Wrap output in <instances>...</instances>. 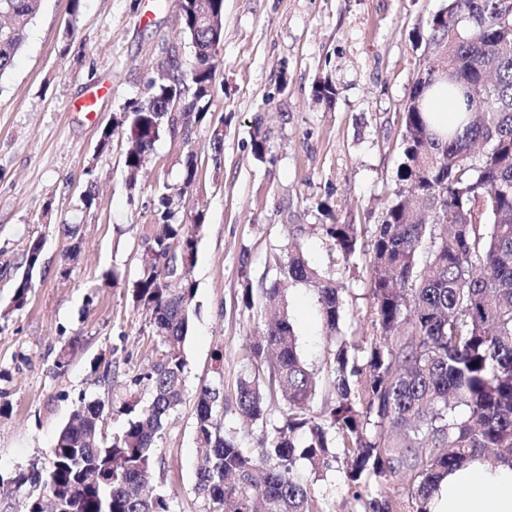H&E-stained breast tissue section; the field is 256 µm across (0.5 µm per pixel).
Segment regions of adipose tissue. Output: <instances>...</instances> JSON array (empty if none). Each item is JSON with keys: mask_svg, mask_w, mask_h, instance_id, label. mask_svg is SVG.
Returning <instances> with one entry per match:
<instances>
[{"mask_svg": "<svg viewBox=\"0 0 512 512\" xmlns=\"http://www.w3.org/2000/svg\"><path fill=\"white\" fill-rule=\"evenodd\" d=\"M425 110L438 132H446L461 118L460 96L448 94L445 86L431 88ZM432 512H512V465H488L482 458L450 470L431 502Z\"/></svg>", "mask_w": 512, "mask_h": 512, "instance_id": "obj_1", "label": "adipose tissue"}]
</instances>
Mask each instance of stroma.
Returning a JSON list of instances; mask_svg holds the SVG:
<instances>
[{
	"mask_svg": "<svg viewBox=\"0 0 512 512\" xmlns=\"http://www.w3.org/2000/svg\"><path fill=\"white\" fill-rule=\"evenodd\" d=\"M448 0H224V36L205 112L190 137L164 135L149 173L129 185L126 140L99 150L114 115L144 101L169 60L190 69L194 52L178 35L173 0H42L26 46L0 79V391L10 409L0 416V477L44 468L59 427L81 400H108L162 350L149 316L136 309L142 234L167 188L179 186L188 154L197 174L175 212L202 221L192 281L194 313L184 343L183 399L155 447L153 480L170 512H207L196 491L199 465L195 407L206 385L224 391V427L252 448L261 424L239 416L237 381L251 364L246 347L264 319L245 309L244 284L261 289L276 277L273 256L297 238L309 261L331 268L344 286L340 330L361 343L372 336L367 250L396 187L403 160L401 117L417 73L431 56L428 22ZM329 81L332 104L312 100ZM98 92L95 112L79 111ZM261 127L267 150L255 155ZM224 130L214 153L213 128ZM95 181L93 206L84 190ZM83 226L81 259L62 274L68 244L62 225ZM358 225L364 245L343 258L319 232L322 224ZM45 240L42 266L26 306L10 309L25 266L28 238ZM116 272L117 286H104ZM286 298L300 352L327 367L313 288L295 285ZM79 347L65 373L54 359L71 339ZM112 361V380L90 369ZM342 461H330L313 494L324 512H361L345 484Z\"/></svg>",
	"mask_w": 512,
	"mask_h": 512,
	"instance_id": "obj_1",
	"label": "stroma"
}]
</instances>
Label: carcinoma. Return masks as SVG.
I'll use <instances>...</instances> for the list:
<instances>
[{"label":"carcinoma","instance_id":"carcinoma-1","mask_svg":"<svg viewBox=\"0 0 512 512\" xmlns=\"http://www.w3.org/2000/svg\"><path fill=\"white\" fill-rule=\"evenodd\" d=\"M215 25L196 22L197 5L176 0L180 33L194 48L196 81L183 104L185 123L207 96L217 70L206 52L214 27L224 26V0H207ZM40 0H0V78L12 68ZM438 47L415 80L403 112V161L398 183L371 240L369 292L376 336L353 344L339 335L342 288L329 271L304 258L298 243L275 259L276 278L261 297L273 314L249 344L253 373L237 383V412L271 424L258 447L245 448L224 431V395L201 388L196 442L203 455L196 489L210 512H315L311 485L297 473L304 463L317 476L335 458L341 437L345 483L363 512H430L429 503L448 470L492 448L512 460V0H449L429 23ZM452 78L439 76L442 69ZM444 83L460 92L466 112L441 135L423 110L425 92ZM141 106L112 119L102 136L120 134L125 167L134 186L147 169L155 143L181 129L170 118L178 86L150 87ZM172 197L158 198L154 224L142 237L140 273L132 298L150 314L162 358L139 373L131 392L113 402L81 403L59 429L49 466L19 472L30 484L22 512H170L168 498L151 483L154 445L163 421L182 400L184 342L195 288L189 272H168L172 248L195 263L200 222L183 224ZM83 225H63L71 252L80 256ZM322 235L347 258L361 249L356 224H321ZM43 240L31 238L24 263L42 264ZM285 283L313 284L327 340L334 345L327 380L301 357L288 315ZM30 281L19 282L15 310L28 302ZM335 399L313 408L323 384ZM281 391L280 419L270 421L265 391ZM124 416L122 432L103 435L104 413Z\"/></svg>","mask_w":512,"mask_h":512}]
</instances>
